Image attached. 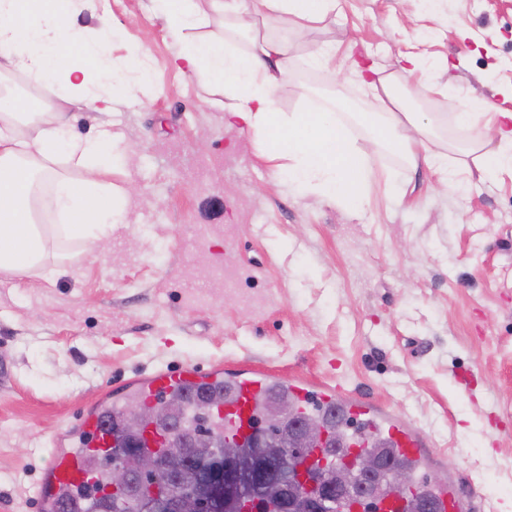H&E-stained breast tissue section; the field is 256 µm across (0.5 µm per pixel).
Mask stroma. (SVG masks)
<instances>
[{"mask_svg":"<svg viewBox=\"0 0 512 512\" xmlns=\"http://www.w3.org/2000/svg\"><path fill=\"white\" fill-rule=\"evenodd\" d=\"M323 23L282 31L298 59L276 92L282 112L340 93L344 113L382 105L353 62L395 73L405 108L434 116L430 146L462 144L448 116L464 97L512 112V0H340ZM114 23L113 57L146 49V101L110 111L5 76L62 110L73 133L116 136L112 181L138 223L73 270L0 282V512H40L38 483L84 414L160 367L260 369L334 377L346 393L405 417L424 435L427 472L456 484L464 512H512V170L443 192L434 170L378 150L383 172L357 213L297 192L245 126L227 127L215 94L174 68V41L152 0H90L88 32ZM336 45V68L308 56ZM452 69H445V62Z\"/></svg>","mask_w":512,"mask_h":512,"instance_id":"obj_1","label":"stroma"}]
</instances>
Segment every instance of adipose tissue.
Instances as JSON below:
<instances>
[{"mask_svg":"<svg viewBox=\"0 0 512 512\" xmlns=\"http://www.w3.org/2000/svg\"><path fill=\"white\" fill-rule=\"evenodd\" d=\"M157 13L174 40L175 62L207 90L224 94V121L244 125L267 145L280 174L301 192L357 211L363 208L375 174L366 153L348 136L335 99H311L302 112L283 115L275 93L287 82L296 59L285 42L253 39L249 48L233 38L193 37L207 25L194 0H154ZM228 29L252 26L254 18L286 26L318 24L336 11L338 0H210ZM86 0H0V70L17 68L36 85L55 88L90 107L110 102L114 89L128 97L146 95L150 64L141 44L114 61L109 41L112 26L102 23L89 36L71 22ZM363 83L384 104L383 111L361 114L359 123L378 147L422 162L439 171L445 191L462 185L448 155L430 150L432 124L419 113L403 111L390 78L363 74ZM64 112H21L11 91L0 89V275L31 278L69 273L71 264L59 248L80 242L84 253L109 240L115 228L133 223L125 207L126 188L112 182L111 165L101 156L112 146L111 132L95 139L71 136ZM459 126H483L484 134L468 145L480 159L479 180L512 169V112L498 111L486 97L465 99L456 114ZM60 224L47 223L51 214Z\"/></svg>","mask_w":512,"mask_h":512,"instance_id":"ef3b65f1","label":"adipose tissue"}]
</instances>
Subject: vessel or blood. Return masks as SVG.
I'll return each mask as SVG.
<instances>
[{
  "label": "vessel or blood",
  "mask_w": 512,
  "mask_h": 512,
  "mask_svg": "<svg viewBox=\"0 0 512 512\" xmlns=\"http://www.w3.org/2000/svg\"><path fill=\"white\" fill-rule=\"evenodd\" d=\"M219 378V373L204 371L195 366L175 371L158 370L143 379L140 397L149 402L155 400L160 392L176 387L194 391L217 383ZM268 387L266 376L261 372L248 373L237 382L234 392L224 400L225 438L239 441L251 433L252 425L258 417V407L265 400ZM345 407L351 415L364 419L366 428L362 434L363 439L386 434L401 457L424 462V440L416 430L380 412L371 402L356 397L346 402ZM111 415V410L107 408L89 414L82 422L77 445L51 453L38 488L43 512H55L62 493L88 483L94 473L89 463L90 457L96 449L112 446Z\"/></svg>",
  "instance_id": "b4317fda"
}]
</instances>
